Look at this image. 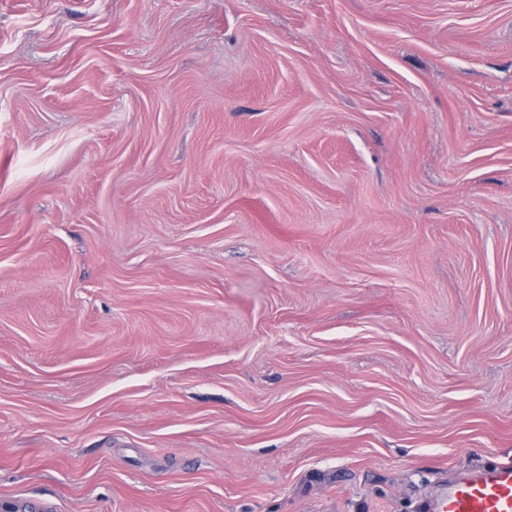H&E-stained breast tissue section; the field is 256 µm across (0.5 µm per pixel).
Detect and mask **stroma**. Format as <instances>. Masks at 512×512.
<instances>
[{
	"label": "stroma",
	"instance_id": "obj_1",
	"mask_svg": "<svg viewBox=\"0 0 512 512\" xmlns=\"http://www.w3.org/2000/svg\"><path fill=\"white\" fill-rule=\"evenodd\" d=\"M503 462L512 0H0V512Z\"/></svg>",
	"mask_w": 512,
	"mask_h": 512
}]
</instances>
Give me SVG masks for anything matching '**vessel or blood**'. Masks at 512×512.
<instances>
[{"mask_svg":"<svg viewBox=\"0 0 512 512\" xmlns=\"http://www.w3.org/2000/svg\"><path fill=\"white\" fill-rule=\"evenodd\" d=\"M428 512H512V464L449 481L428 503Z\"/></svg>","mask_w":512,"mask_h":512,"instance_id":"b4317fda","label":"vessel or blood"}]
</instances>
